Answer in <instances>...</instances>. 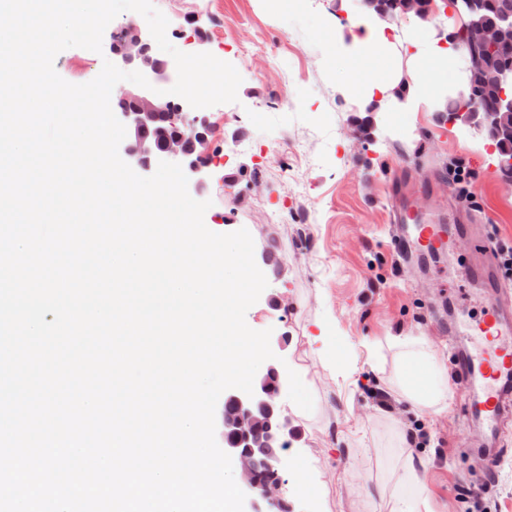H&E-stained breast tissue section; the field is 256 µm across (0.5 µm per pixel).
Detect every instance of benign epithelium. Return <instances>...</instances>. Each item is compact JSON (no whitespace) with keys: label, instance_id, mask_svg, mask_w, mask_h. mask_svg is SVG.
I'll use <instances>...</instances> for the list:
<instances>
[{"label":"benign epithelium","instance_id":"benign-epithelium-1","mask_svg":"<svg viewBox=\"0 0 512 512\" xmlns=\"http://www.w3.org/2000/svg\"><path fill=\"white\" fill-rule=\"evenodd\" d=\"M431 6L432 0H398L395 3L402 12H412L422 20L430 19ZM493 6L494 0H448V7L457 16L464 7L477 12ZM448 39L464 52L467 70L474 72L485 68L502 47L512 46V14H502L492 22L474 21L461 30L450 32ZM109 51L117 67L122 70L135 68L147 77L171 66L169 60L157 54L150 31L134 21L112 32ZM498 80L501 92L493 107H485L474 96L466 98L470 104L466 122L487 130L493 141L512 138V125H504L501 121V110L512 111V90L509 89L512 68L501 70ZM118 99L128 104L125 110L116 113L129 131V141L124 148L127 161L143 171L157 167L161 160L178 163L188 178V190L200 193L204 187L200 177L201 162L209 149L207 118L190 119L184 105L176 107L168 96L141 86L121 89ZM281 391L280 371L272 364L260 379L253 396L229 394L238 411L223 419V431L230 432L237 442V447L227 449V453L238 463L244 483L253 495L250 512H264V504L277 512H288V503L282 494V458L268 464V471L263 474L257 470L254 459L256 449L268 448L274 442L287 444L293 437L290 420L278 403Z\"/></svg>","mask_w":512,"mask_h":512}]
</instances>
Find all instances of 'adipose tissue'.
<instances>
[{"mask_svg":"<svg viewBox=\"0 0 512 512\" xmlns=\"http://www.w3.org/2000/svg\"><path fill=\"white\" fill-rule=\"evenodd\" d=\"M340 8L347 17L334 22L337 37L348 41L357 59L372 70L354 86L362 106L375 104L383 112H414L429 104L436 111H445L448 99L443 82L459 53L435 31L432 22L416 20L408 26L399 12L385 19L373 13L353 15L348 0H341ZM395 48L408 57V70L392 66ZM393 343L405 349L398 376L400 391L418 409L443 411L448 394L436 380L435 357L414 338L397 337Z\"/></svg>","mask_w":512,"mask_h":512,"instance_id":"obj_1","label":"adipose tissue"}]
</instances>
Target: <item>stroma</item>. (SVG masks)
I'll list each match as a JSON object with an SVG mask.
<instances>
[{
	"instance_id": "35a3bbf8",
	"label": "stroma",
	"mask_w": 512,
	"mask_h": 512,
	"mask_svg": "<svg viewBox=\"0 0 512 512\" xmlns=\"http://www.w3.org/2000/svg\"><path fill=\"white\" fill-rule=\"evenodd\" d=\"M335 0H154L167 38L185 53L208 52L242 77L238 100L213 106L211 162L203 169L204 222L215 233L247 229L268 280L246 313L255 330L313 396L312 411L281 404L299 432L285 454L309 471L310 491L285 484L290 512H512V419L488 436L471 395L450 373L461 349L453 319L481 318L487 303L512 316V288H478L468 276L474 251L467 224L487 220L512 241V185L492 141L445 113L365 112L347 89L360 78L334 40ZM102 57L72 47L54 60L66 81L83 84ZM371 126L353 137L359 123ZM464 162L474 198L449 225L436 262L398 259L391 250L388 193L399 183L416 215L447 217L457 202L448 168ZM332 336L335 366L313 338ZM393 336L425 339L452 392L428 416L396 395Z\"/></svg>"
}]
</instances>
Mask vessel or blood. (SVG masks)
<instances>
[{"instance_id":"vessel-or-blood-1","label":"vessel or blood","mask_w":512,"mask_h":512,"mask_svg":"<svg viewBox=\"0 0 512 512\" xmlns=\"http://www.w3.org/2000/svg\"><path fill=\"white\" fill-rule=\"evenodd\" d=\"M441 236V225L419 224L414 235L398 236L393 246L400 253L431 254ZM448 332L470 343L457 357V385L462 392L479 393L473 413L495 430L512 414V318L492 306L479 320L449 324Z\"/></svg>"}]
</instances>
